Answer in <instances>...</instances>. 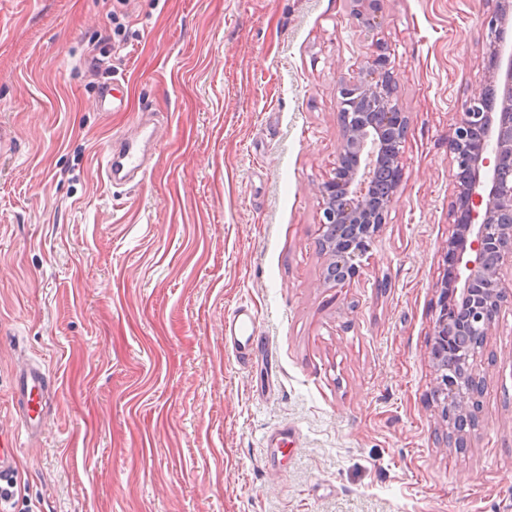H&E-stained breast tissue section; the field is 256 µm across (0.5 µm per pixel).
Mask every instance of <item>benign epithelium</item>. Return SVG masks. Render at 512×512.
Masks as SVG:
<instances>
[{
  "label": "benign epithelium",
  "instance_id": "1",
  "mask_svg": "<svg viewBox=\"0 0 512 512\" xmlns=\"http://www.w3.org/2000/svg\"><path fill=\"white\" fill-rule=\"evenodd\" d=\"M350 15L369 31L382 24L381 0H349ZM488 29L482 94L467 103L450 139L456 232L448 239L452 279L440 282L429 357L452 359L436 370L433 397L446 438L465 447L478 426V359L506 295L500 275L512 266V42L501 37L512 0H483ZM395 63L378 43L358 76L337 87L342 138L322 199L319 249L323 283L360 275L362 259L387 218L403 179L409 113L396 96Z\"/></svg>",
  "mask_w": 512,
  "mask_h": 512
}]
</instances>
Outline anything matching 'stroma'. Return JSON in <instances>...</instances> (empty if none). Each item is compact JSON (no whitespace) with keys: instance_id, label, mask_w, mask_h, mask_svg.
<instances>
[{"instance_id":"1","label":"stroma","mask_w":512,"mask_h":512,"mask_svg":"<svg viewBox=\"0 0 512 512\" xmlns=\"http://www.w3.org/2000/svg\"><path fill=\"white\" fill-rule=\"evenodd\" d=\"M0 0V433L21 362L39 512H512V301L479 423L442 442L428 356L454 230L448 140L480 95L481 0ZM384 41L410 115L403 180L358 278L323 286L319 185L339 81ZM112 45L111 74L86 60ZM114 81L126 110L98 106ZM129 139L146 173L109 185ZM259 314L239 365L224 320ZM287 428L279 447L270 432ZM350 15L369 32L382 24L381 0H349ZM50 378L40 364H27L16 378L18 423L27 435L37 432L44 419Z\"/></svg>"}]
</instances>
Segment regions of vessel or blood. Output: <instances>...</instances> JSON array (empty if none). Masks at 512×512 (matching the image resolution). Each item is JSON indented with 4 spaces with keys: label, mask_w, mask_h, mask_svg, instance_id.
Listing matches in <instances>:
<instances>
[{
    "label": "vessel or blood",
    "mask_w": 512,
    "mask_h": 512,
    "mask_svg": "<svg viewBox=\"0 0 512 512\" xmlns=\"http://www.w3.org/2000/svg\"><path fill=\"white\" fill-rule=\"evenodd\" d=\"M145 172V157L135 142H121L112 158L107 159L105 176L110 183H129ZM258 314L248 305L238 306L224 324V346L236 361L248 363L257 335ZM50 378L39 364L24 367L16 378L18 394V423L16 433L0 435V474L12 471L15 448L20 434H34L44 419Z\"/></svg>",
    "instance_id": "1"
}]
</instances>
